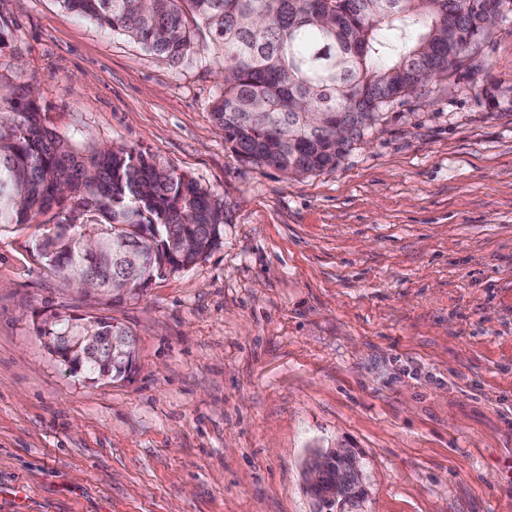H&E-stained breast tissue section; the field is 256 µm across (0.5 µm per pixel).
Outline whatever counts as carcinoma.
<instances>
[{
	"label": "carcinoma",
	"instance_id": "1",
	"mask_svg": "<svg viewBox=\"0 0 512 512\" xmlns=\"http://www.w3.org/2000/svg\"><path fill=\"white\" fill-rule=\"evenodd\" d=\"M72 12L175 63L196 61L195 26L223 60L213 119L249 162L302 175L334 167L382 110L456 68L489 32L479 0H61ZM349 136L334 138L336 124ZM51 225L38 256L65 283L117 295L176 271L219 245L223 209L191 176L133 147L78 146L43 124L27 93L0 115V228ZM97 335L123 336L127 356L81 361L67 337L85 330L45 320L38 335L72 373L124 379L134 334L110 317Z\"/></svg>",
	"mask_w": 512,
	"mask_h": 512
}]
</instances>
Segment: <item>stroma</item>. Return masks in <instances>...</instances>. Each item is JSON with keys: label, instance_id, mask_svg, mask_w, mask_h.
Here are the masks:
<instances>
[{"label": "stroma", "instance_id": "35a3bbf8", "mask_svg": "<svg viewBox=\"0 0 512 512\" xmlns=\"http://www.w3.org/2000/svg\"><path fill=\"white\" fill-rule=\"evenodd\" d=\"M0 31V100L33 90L61 136L224 207L216 249L120 298L44 266L42 226L0 228V512H314L304 461L338 447L343 512H512V17L296 178L225 141L208 30L189 66L59 0H0ZM43 312L129 327V376L69 373Z\"/></svg>", "mask_w": 512, "mask_h": 512}]
</instances>
